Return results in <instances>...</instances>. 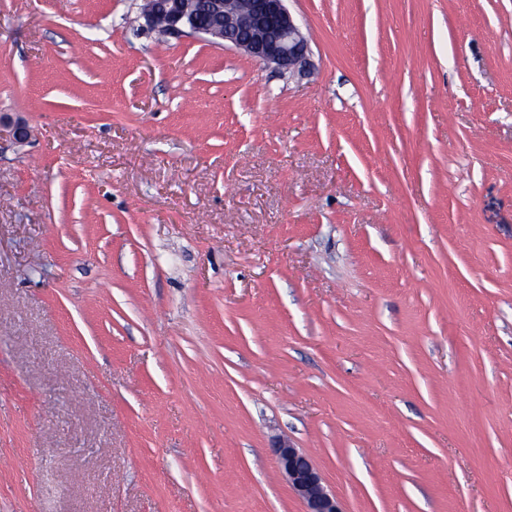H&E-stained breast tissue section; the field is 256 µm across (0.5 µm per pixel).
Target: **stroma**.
Masks as SVG:
<instances>
[{
  "mask_svg": "<svg viewBox=\"0 0 512 512\" xmlns=\"http://www.w3.org/2000/svg\"><path fill=\"white\" fill-rule=\"evenodd\" d=\"M138 2L0 0V512H512V0ZM197 0L208 23L197 20L192 0H154L142 12L145 25L161 34L197 35L216 47H234L280 73H293L306 63L310 43L288 9V0ZM274 454L292 490L304 505V512H343L336 496L323 484L313 460L287 440H272Z\"/></svg>",
  "mask_w": 512,
  "mask_h": 512,
  "instance_id": "obj_1",
  "label": "stroma"
}]
</instances>
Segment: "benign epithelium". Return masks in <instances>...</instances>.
I'll return each mask as SVG.
<instances>
[{
    "mask_svg": "<svg viewBox=\"0 0 512 512\" xmlns=\"http://www.w3.org/2000/svg\"><path fill=\"white\" fill-rule=\"evenodd\" d=\"M205 24L189 8L192 0H152L142 12L145 25L163 35H197L216 47H234L279 72L292 73L306 63L310 43L288 9L287 0H197ZM272 448L281 471L304 505V512H342L323 484L313 460L290 442L276 438Z\"/></svg>",
    "mask_w": 512,
    "mask_h": 512,
    "instance_id": "1",
    "label": "benign epithelium"
}]
</instances>
